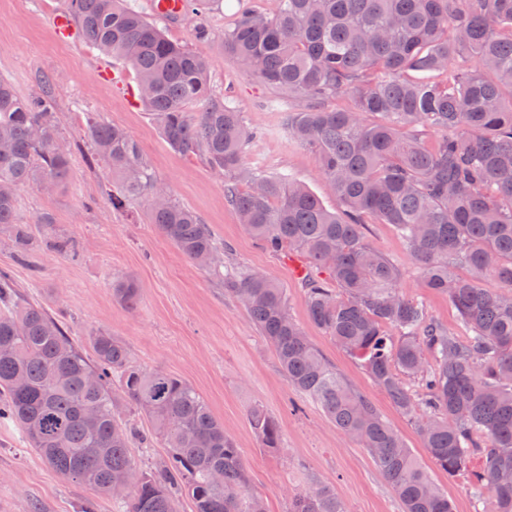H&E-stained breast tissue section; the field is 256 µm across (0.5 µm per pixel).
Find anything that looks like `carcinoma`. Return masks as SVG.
Here are the masks:
<instances>
[{"label": "carcinoma", "mask_w": 512, "mask_h": 512, "mask_svg": "<svg viewBox=\"0 0 512 512\" xmlns=\"http://www.w3.org/2000/svg\"><path fill=\"white\" fill-rule=\"evenodd\" d=\"M67 10L91 47L135 71L138 100L169 148L224 174V199L246 231L329 272L328 282L303 280L309 320L413 420L435 465L466 479L490 512H512V483L501 481L512 473V0H279L276 13L245 8L224 28V51L295 103L284 131L316 153L338 211L289 174L244 166L254 132L213 92L208 60L167 39L136 0H67ZM216 38L197 22L195 43ZM342 98L352 108L332 106ZM429 131L439 133L430 144ZM87 138L119 183L112 203L147 200L151 223L245 308L292 389L369 451L403 512H453L402 437L293 320L286 289L260 272L224 271V243L171 198L124 128L95 119ZM69 176L49 97L22 99L0 78V227L21 258L33 252L30 225L48 231L54 221L22 219L19 191ZM370 218L393 225L464 337L398 290L399 268L363 231ZM113 293L129 308L140 300L132 280ZM89 342L90 358L0 271V418L30 448L61 476L123 500L125 512H177L182 493L194 512H265L239 449L189 382L135 365L107 332ZM125 404L147 430L123 417ZM249 423L263 448H282L264 409ZM136 440L161 442L167 460L143 468ZM288 512L348 510L314 482Z\"/></svg>", "instance_id": "1"}]
</instances>
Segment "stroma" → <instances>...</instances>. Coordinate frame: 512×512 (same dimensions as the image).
Returning a JSON list of instances; mask_svg holds the SVG:
<instances>
[{
    "label": "stroma",
    "mask_w": 512,
    "mask_h": 512,
    "mask_svg": "<svg viewBox=\"0 0 512 512\" xmlns=\"http://www.w3.org/2000/svg\"><path fill=\"white\" fill-rule=\"evenodd\" d=\"M64 7L65 0H0V77L25 99L47 88L54 94L57 124L71 147L72 176L52 192L34 186L22 190L19 212L25 219L51 213L53 234L73 240L77 255L71 258L44 247L33 262H21L6 234L0 233V268L10 272L26 298L62 316L81 347H88L91 334L106 331L126 344L136 364L192 384L234 441L246 465L249 488L263 500L266 512H288L289 497L315 481L334 490L348 512H401L394 490L366 449L289 386L272 348L223 283L184 257L150 224L146 203L113 207L114 186L90 159L86 118L91 115L125 128L173 198L224 241L225 263L253 268L287 288L290 312L316 348L400 434L435 483L447 491L454 512H474L465 480L436 468L414 423L357 361L309 321L306 292L291 275L287 253L266 249L246 232L224 199L223 175L201 158H184L170 150L149 112L129 94L136 86L133 71L87 43L56 41L51 16ZM237 10V0H220L202 16L164 23V32L168 39L188 44L197 20L220 33ZM198 51L210 62L214 91L233 102L257 133L246 149V165L292 175L327 209L338 210L315 154L291 143L282 130L290 102L249 76L221 42L200 45ZM106 71L122 72L124 88L103 79ZM366 235L400 268V291L422 300L437 321L459 332L447 297L423 288L422 271L392 225H367ZM125 277L135 279L142 289L138 305L131 309L118 303L112 292L113 282ZM257 405L279 422L281 452L263 449L252 432L248 414ZM88 501L95 512L119 508L112 498L62 478L27 448L13 424L0 422V512H78Z\"/></svg>",
    "instance_id": "35a3bbf8"
}]
</instances>
